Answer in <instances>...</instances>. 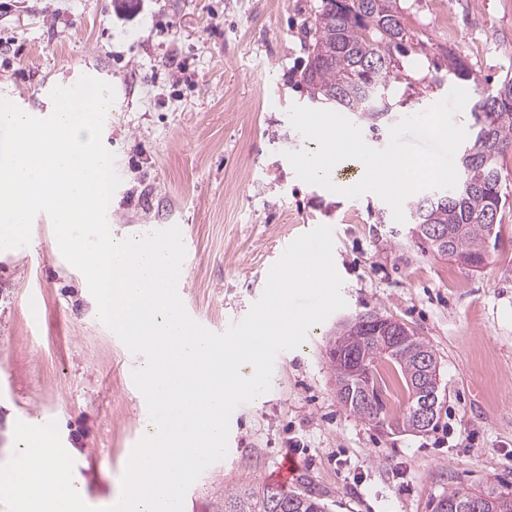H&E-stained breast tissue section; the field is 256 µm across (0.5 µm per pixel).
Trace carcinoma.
<instances>
[{"mask_svg": "<svg viewBox=\"0 0 512 512\" xmlns=\"http://www.w3.org/2000/svg\"><path fill=\"white\" fill-rule=\"evenodd\" d=\"M309 38L308 54L301 65L299 85L313 108L348 112L369 123L376 131L389 116L388 102L377 89L398 81L401 65L397 56L408 52L403 45L407 32L398 0H322L312 24H303ZM448 79L476 87L477 101L470 112V139L458 153L471 151L467 163H458L455 188L431 198L415 197L409 208L412 236L428 242L440 255L456 253L473 266H480L489 243L499 240L506 204L503 161L512 153V76L488 88L478 73L450 49ZM387 321L373 313L359 315L339 331L331 352L336 383L358 389L352 379L348 357L364 364L373 374L386 362L399 373L408 390L399 412L387 410L386 402L373 391L360 396H339L358 415L405 431L414 427L416 406L410 383L421 373L423 356H434L431 347L415 338L389 352L370 334ZM224 512H327L321 495L306 488L285 492L273 485L241 487L224 494Z\"/></svg>", "mask_w": 512, "mask_h": 512, "instance_id": "cac0c4a2", "label": "carcinoma"}]
</instances>
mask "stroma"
Returning <instances> with one entry per match:
<instances>
[{
  "mask_svg": "<svg viewBox=\"0 0 512 512\" xmlns=\"http://www.w3.org/2000/svg\"><path fill=\"white\" fill-rule=\"evenodd\" d=\"M0 0V96L48 115L50 93L88 74L115 92L102 141L121 183L113 235L177 224L188 257L178 293L193 319L221 332L261 297L284 243L333 230L346 305L281 352L270 390L239 406L228 453L190 487L184 512H222L226 489L272 483L285 460L330 512H432L458 488L512 492V208L477 270L423 250L409 223L367 193L349 199L298 179L285 154L312 150L291 125L306 105L296 81L300 32L320 0ZM408 82L392 84L394 120L427 111L453 87L447 49L496 84L512 72V0H400ZM442 85H434V78ZM363 313L396 319L434 350L444 394L432 429L391 430L339 400L329 348ZM141 356L97 317L84 275L39 213L28 246L0 258V463L16 421L57 420L107 507L145 433L132 373Z\"/></svg>",
  "mask_w": 512,
  "mask_h": 512,
  "instance_id": "35a3bbf8",
  "label": "stroma"
}]
</instances>
